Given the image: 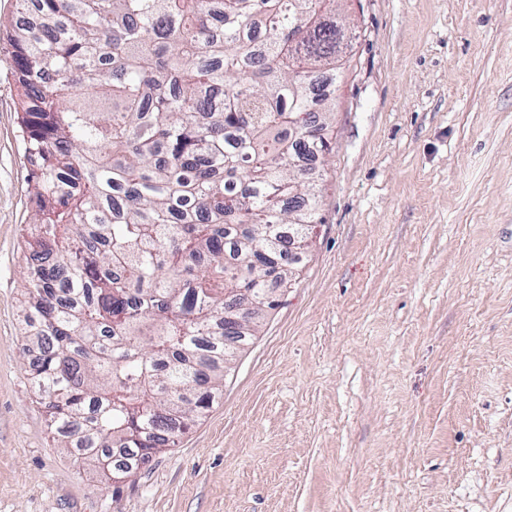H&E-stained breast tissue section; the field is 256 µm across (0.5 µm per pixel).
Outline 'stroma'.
I'll return each instance as SVG.
<instances>
[{
    "label": "stroma",
    "instance_id": "35a3bbf8",
    "mask_svg": "<svg viewBox=\"0 0 512 512\" xmlns=\"http://www.w3.org/2000/svg\"><path fill=\"white\" fill-rule=\"evenodd\" d=\"M300 277L120 487L21 365L23 89L0 42V512H512V0H343Z\"/></svg>",
    "mask_w": 512,
    "mask_h": 512
}]
</instances>
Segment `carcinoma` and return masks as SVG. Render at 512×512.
I'll use <instances>...</instances> for the list:
<instances>
[{
  "mask_svg": "<svg viewBox=\"0 0 512 512\" xmlns=\"http://www.w3.org/2000/svg\"><path fill=\"white\" fill-rule=\"evenodd\" d=\"M340 0H40L6 31L25 100L24 336L55 434L107 478L170 446L318 223ZM251 290L249 318L230 310Z\"/></svg>",
  "mask_w": 512,
  "mask_h": 512,
  "instance_id": "obj_1",
  "label": "carcinoma"
}]
</instances>
